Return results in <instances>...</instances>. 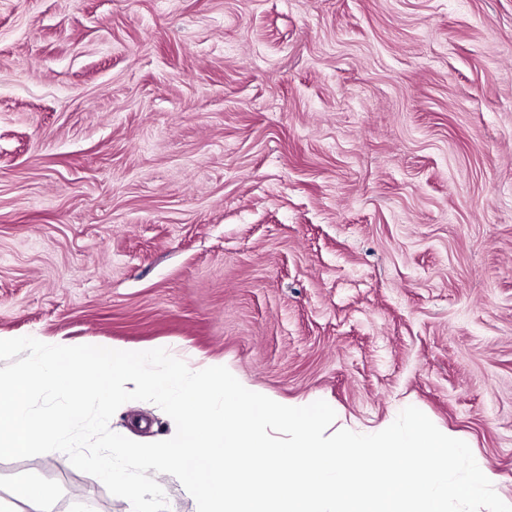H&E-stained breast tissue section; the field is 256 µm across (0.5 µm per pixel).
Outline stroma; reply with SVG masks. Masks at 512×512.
<instances>
[{
	"mask_svg": "<svg viewBox=\"0 0 512 512\" xmlns=\"http://www.w3.org/2000/svg\"><path fill=\"white\" fill-rule=\"evenodd\" d=\"M31 335L178 344L357 430L411 403L512 502V0H0V336ZM25 478L131 512L61 452Z\"/></svg>",
	"mask_w": 512,
	"mask_h": 512,
	"instance_id": "1",
	"label": "stroma"
}]
</instances>
